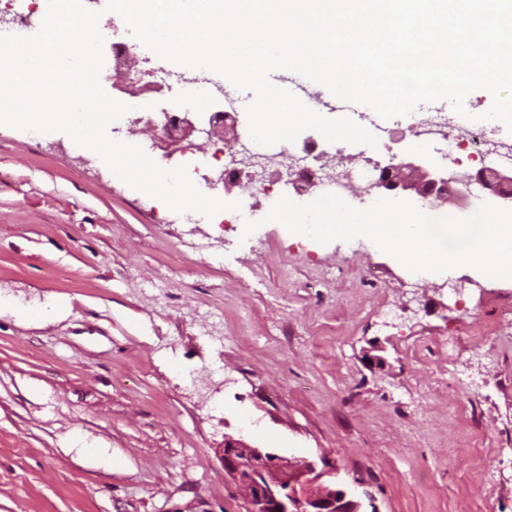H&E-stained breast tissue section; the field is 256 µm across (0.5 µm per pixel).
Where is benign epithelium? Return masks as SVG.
Instances as JSON below:
<instances>
[{
  "label": "benign epithelium",
  "mask_w": 512,
  "mask_h": 512,
  "mask_svg": "<svg viewBox=\"0 0 512 512\" xmlns=\"http://www.w3.org/2000/svg\"><path fill=\"white\" fill-rule=\"evenodd\" d=\"M114 63L112 71L119 80L112 88L130 95L141 90L142 78L147 74L138 68L134 56L111 45ZM188 115H176L165 124L160 140L172 146L197 131ZM209 141L236 144L239 140L236 120L228 118L219 106L210 113L208 127L201 130ZM230 163L255 169V173L276 171L292 155L283 150L275 157H238V151L229 152ZM379 171L372 185L381 191H413L423 200L458 197L460 189L477 185L490 193L505 207L512 208V166L481 167L475 172L460 175L448 169H429L414 161L392 160L376 166ZM224 472L234 492L245 503V512H362L363 503L353 497L339 481L338 469L324 461H293L270 450L250 445L240 438L224 435L218 448Z\"/></svg>",
  "instance_id": "1"
}]
</instances>
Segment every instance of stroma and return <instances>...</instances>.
Listing matches in <instances>:
<instances>
[{
    "label": "stroma",
    "mask_w": 512,
    "mask_h": 512,
    "mask_svg": "<svg viewBox=\"0 0 512 512\" xmlns=\"http://www.w3.org/2000/svg\"><path fill=\"white\" fill-rule=\"evenodd\" d=\"M172 89L123 103L188 109L217 80L139 48ZM131 115L118 140L167 167ZM177 213L63 133L0 126V512H244L225 435L336 464L379 512H512V280L420 275L365 243ZM403 315L390 327L385 306ZM499 323L490 336L480 321Z\"/></svg>",
    "instance_id": "35a3bbf8"
}]
</instances>
